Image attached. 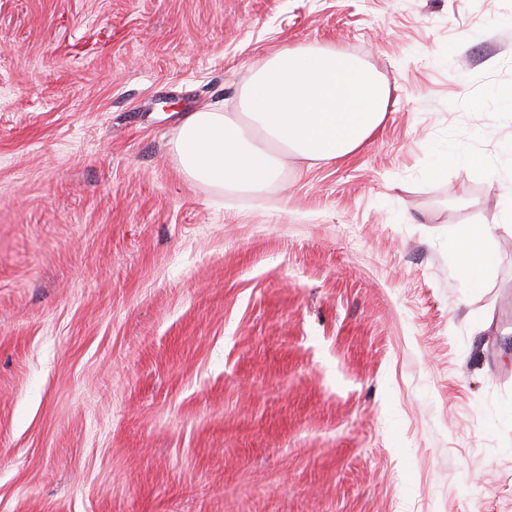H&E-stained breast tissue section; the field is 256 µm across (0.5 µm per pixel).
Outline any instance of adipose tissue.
Instances as JSON below:
<instances>
[{"mask_svg": "<svg viewBox=\"0 0 512 512\" xmlns=\"http://www.w3.org/2000/svg\"><path fill=\"white\" fill-rule=\"evenodd\" d=\"M389 91L374 72L333 47H282L254 73L240 109L185 116L174 142L182 170L217 189L262 191L280 157L312 162L357 149L383 121ZM487 228L464 229L453 251L466 285L478 288L493 259Z\"/></svg>", "mask_w": 512, "mask_h": 512, "instance_id": "adipose-tissue-1", "label": "adipose tissue"}]
</instances>
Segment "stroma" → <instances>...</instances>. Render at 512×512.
<instances>
[{
    "mask_svg": "<svg viewBox=\"0 0 512 512\" xmlns=\"http://www.w3.org/2000/svg\"><path fill=\"white\" fill-rule=\"evenodd\" d=\"M287 45L382 124L190 181L184 114ZM510 88L512 0H0V512H512ZM489 237L487 228L473 226L464 229L453 240V251L468 288H481L482 273L492 264L493 254L487 244Z\"/></svg>",
    "mask_w": 512,
    "mask_h": 512,
    "instance_id": "obj_1",
    "label": "stroma"
}]
</instances>
